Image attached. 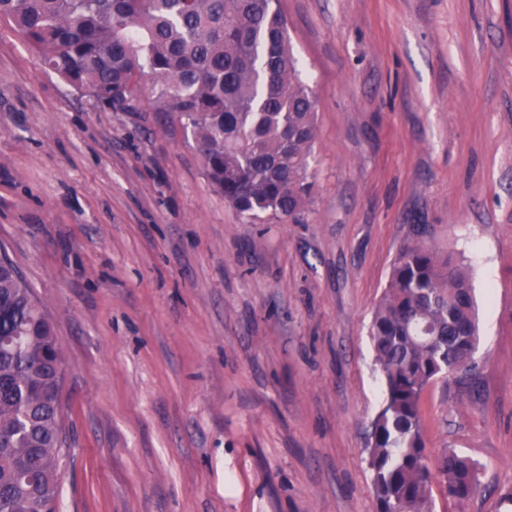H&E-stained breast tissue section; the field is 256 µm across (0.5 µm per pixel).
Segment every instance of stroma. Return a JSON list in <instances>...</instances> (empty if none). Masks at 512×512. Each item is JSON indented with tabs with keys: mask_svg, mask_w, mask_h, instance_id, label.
<instances>
[{
	"mask_svg": "<svg viewBox=\"0 0 512 512\" xmlns=\"http://www.w3.org/2000/svg\"><path fill=\"white\" fill-rule=\"evenodd\" d=\"M311 202L247 223L178 121L80 94L0 23V250L65 362L58 512H375L368 336L400 248L463 255L480 343L436 381V512H512V0H279Z\"/></svg>",
	"mask_w": 512,
	"mask_h": 512,
	"instance_id": "obj_1",
	"label": "stroma"
}]
</instances>
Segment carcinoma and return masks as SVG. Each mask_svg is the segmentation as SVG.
I'll return each instance as SVG.
<instances>
[{
  "label": "carcinoma",
  "instance_id": "obj_1",
  "mask_svg": "<svg viewBox=\"0 0 512 512\" xmlns=\"http://www.w3.org/2000/svg\"><path fill=\"white\" fill-rule=\"evenodd\" d=\"M278 0H0V21L67 85L190 132L206 178L247 222L286 221L310 201L317 136ZM432 340L427 341L425 337ZM386 399L367 451L376 512H435L432 483L462 504L479 467L445 450L431 460L422 399L473 370L477 305L467 266L419 235L395 259L370 327ZM64 359L54 326L0 255V512H56Z\"/></svg>",
  "mask_w": 512,
  "mask_h": 512
}]
</instances>
